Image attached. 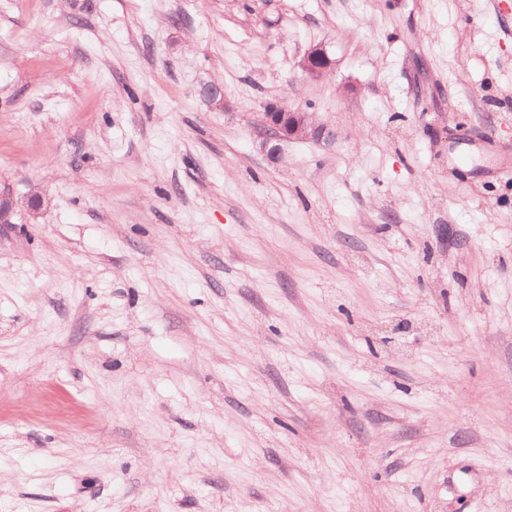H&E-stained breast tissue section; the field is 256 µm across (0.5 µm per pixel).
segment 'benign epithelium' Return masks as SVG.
I'll list each match as a JSON object with an SVG mask.
<instances>
[{"mask_svg":"<svg viewBox=\"0 0 512 512\" xmlns=\"http://www.w3.org/2000/svg\"><path fill=\"white\" fill-rule=\"evenodd\" d=\"M300 68L307 78L320 81L334 71V61L324 44H312L303 55ZM201 94L208 103L224 107V88L221 84H207L202 87ZM263 126L265 134L261 137V149L275 163L281 161L283 141L321 142L330 137V132L314 113L291 108L275 100L267 102L264 107Z\"/></svg>","mask_w":512,"mask_h":512,"instance_id":"1","label":"benign epithelium"}]
</instances>
